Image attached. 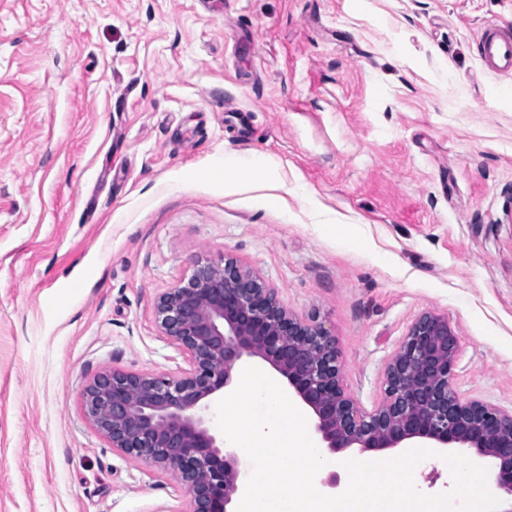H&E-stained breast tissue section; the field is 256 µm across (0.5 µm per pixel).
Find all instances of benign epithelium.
<instances>
[{"label": "benign epithelium", "mask_w": 512, "mask_h": 512, "mask_svg": "<svg viewBox=\"0 0 512 512\" xmlns=\"http://www.w3.org/2000/svg\"><path fill=\"white\" fill-rule=\"evenodd\" d=\"M156 312L188 368L177 377L102 373L85 388L83 408L113 448L173 471L189 512H232L238 457L211 433L205 411L231 389L245 358L263 360L284 379L327 454L452 448L490 465L496 488L512 498V410L457 393L461 345L448 318L423 313L409 325L387 363L383 396L368 410L343 384L335 337L290 314L275 289L233 260L196 264L159 297Z\"/></svg>", "instance_id": "benign-epithelium-1"}]
</instances>
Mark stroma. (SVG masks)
I'll list each match as a JSON object with an SVG mask.
<instances>
[{
  "label": "stroma",
  "mask_w": 512,
  "mask_h": 512,
  "mask_svg": "<svg viewBox=\"0 0 512 512\" xmlns=\"http://www.w3.org/2000/svg\"><path fill=\"white\" fill-rule=\"evenodd\" d=\"M512 0H0V512H188L83 410L179 376L159 296L230 258L336 338L372 408L412 321L512 409ZM260 158L226 183L224 161ZM478 54L487 71L511 75L512 28L487 24L479 38Z\"/></svg>",
  "instance_id": "35a3bbf8"
}]
</instances>
